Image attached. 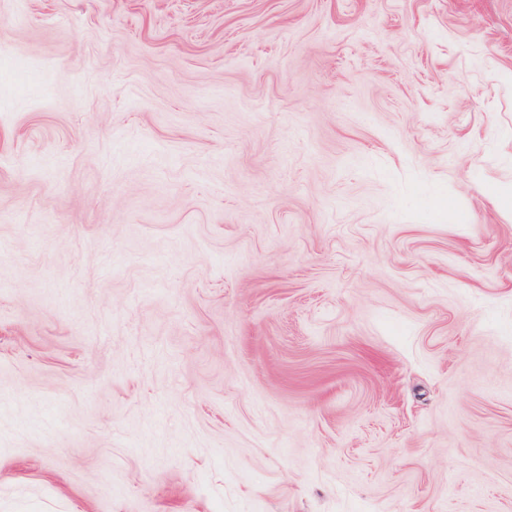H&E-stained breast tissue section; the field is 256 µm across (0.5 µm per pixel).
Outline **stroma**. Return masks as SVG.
Listing matches in <instances>:
<instances>
[{"label":"stroma","instance_id":"obj_1","mask_svg":"<svg viewBox=\"0 0 512 512\" xmlns=\"http://www.w3.org/2000/svg\"><path fill=\"white\" fill-rule=\"evenodd\" d=\"M0 512H512V0H0Z\"/></svg>","mask_w":512,"mask_h":512}]
</instances>
